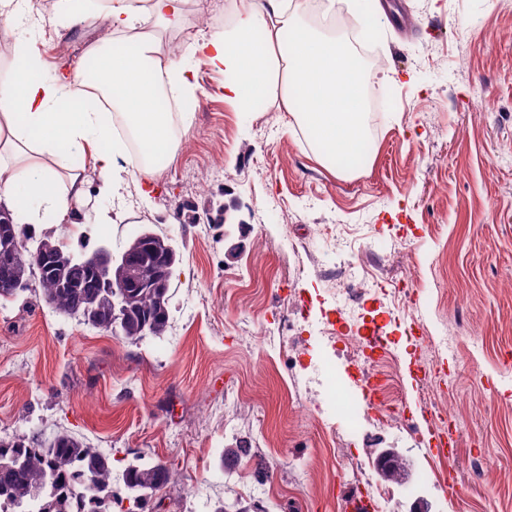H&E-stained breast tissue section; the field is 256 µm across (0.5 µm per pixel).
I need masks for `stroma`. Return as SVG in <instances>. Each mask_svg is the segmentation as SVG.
Segmentation results:
<instances>
[{
	"instance_id": "stroma-1",
	"label": "stroma",
	"mask_w": 512,
	"mask_h": 512,
	"mask_svg": "<svg viewBox=\"0 0 512 512\" xmlns=\"http://www.w3.org/2000/svg\"><path fill=\"white\" fill-rule=\"evenodd\" d=\"M338 2L366 20L349 47L384 61L363 74L382 104L371 159L329 171L290 123L280 81L245 112L225 99L223 73L199 65L174 164L149 181L133 174L108 228L84 205L75 223L31 229L78 255H120L148 230L169 237L179 262L166 335L130 342L95 329L56 312L35 283L0 301V438L66 432L117 474L136 457L165 462L178 479L145 512H209L218 500L342 512L379 449L400 451L415 477L432 463L401 410L433 397L430 382L411 384L416 363L471 396L459 407L462 492L394 483L385 512L421 497L436 512H512V0ZM241 6L186 12L169 39L186 48ZM101 36L95 19L47 31L35 46L42 75L71 68ZM347 273L362 284L355 304L334 292ZM418 320L455 343L423 351L410 339ZM374 325L393 342L372 369L395 420L352 425L327 387L354 394L360 365L345 339ZM264 334L266 345L244 342ZM302 409L311 431L295 422ZM228 448L237 463L223 462Z\"/></svg>"
}]
</instances>
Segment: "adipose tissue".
<instances>
[{
  "mask_svg": "<svg viewBox=\"0 0 512 512\" xmlns=\"http://www.w3.org/2000/svg\"><path fill=\"white\" fill-rule=\"evenodd\" d=\"M187 0H55L52 22L66 30L105 9L113 36L137 43L135 56L105 53L95 42L89 55L102 61L107 111L62 110V100L89 98L88 90L49 78L26 79L20 72L0 81V207L16 224H69L72 204L87 195L85 174L69 168L64 147L93 146L89 163L98 196L106 207L94 221H112L111 201L120 198L131 159L117 132L111 110L119 108L124 127L138 139L145 155L174 161L176 144L169 113L156 109V87L167 82L182 96L197 90L196 62L227 73L224 97L249 109L264 94L271 60L283 64L282 81L289 115L311 131L321 159L360 151L365 144L361 69L354 54L335 38L314 32L302 22L305 0H247L231 27L196 38L184 58L166 55L158 32L176 24ZM37 20L31 0H0V25L12 37L14 58L28 57Z\"/></svg>",
  "mask_w": 512,
  "mask_h": 512,
  "instance_id": "obj_1",
  "label": "adipose tissue"
}]
</instances>
